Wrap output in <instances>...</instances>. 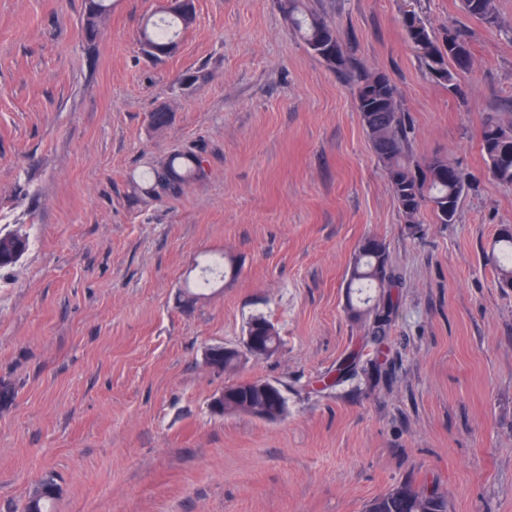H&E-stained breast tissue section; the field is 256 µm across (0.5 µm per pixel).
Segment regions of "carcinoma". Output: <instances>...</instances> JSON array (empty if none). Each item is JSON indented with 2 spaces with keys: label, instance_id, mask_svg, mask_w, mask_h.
Listing matches in <instances>:
<instances>
[{
  "label": "carcinoma",
  "instance_id": "cac0c4a2",
  "mask_svg": "<svg viewBox=\"0 0 512 512\" xmlns=\"http://www.w3.org/2000/svg\"><path fill=\"white\" fill-rule=\"evenodd\" d=\"M288 21L299 33L310 54L328 68L355 83L356 106L368 136L370 147L383 166L399 209L408 224L419 223L427 209L435 224H453L463 196L472 189L470 173L448 156L435 154L416 159L411 154L406 115L396 104L397 88L383 72L350 69L351 60L339 32L323 18L305 11L299 0H280ZM462 11L487 26L499 24L495 0H461ZM106 12L104 0H90L86 22L97 28ZM194 16L163 13L158 22H146L140 42L163 47L175 40L178 31L187 29ZM411 43H424L420 52L430 74L448 87L457 89L458 76L473 67L468 36L450 25L440 37L432 35L417 17L404 20ZM480 147L489 176L502 185L512 186V113L490 114L481 126ZM203 171L201 157L187 149L148 167L144 176L159 197H175L184 184ZM29 236L19 230L0 233V270L15 265L28 251ZM495 266L502 288H512V228L501 230L493 242ZM401 276L388 264L386 246L377 240L361 243L353 257L349 289L351 318L364 323L367 342L379 345L393 320L397 301L392 289L402 287ZM259 335L268 344L279 345L274 325L263 316L252 319ZM225 406L233 413L246 402L261 396L258 388L235 383L228 386ZM59 492L51 477L41 480L28 494L27 512H51ZM365 512H448L447 500L435 490L415 489L403 484L373 499Z\"/></svg>",
  "mask_w": 512,
  "mask_h": 512
}]
</instances>
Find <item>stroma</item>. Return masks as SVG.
Segmentation results:
<instances>
[{"mask_svg":"<svg viewBox=\"0 0 512 512\" xmlns=\"http://www.w3.org/2000/svg\"><path fill=\"white\" fill-rule=\"evenodd\" d=\"M302 2L397 86L414 156L472 174L456 223L426 210L405 223L351 83L278 0H195L159 59L139 41L158 0H111L90 41L88 0H0V232L30 239L0 271V383L15 392L0 408V512L48 475L54 512H364L404 483L448 512H512V289L490 253L512 187L479 149L485 116L512 112V0H497L496 28L460 0ZM408 14L467 32L458 92L427 72ZM187 148L203 174L157 197L142 171ZM368 236L405 283L378 350L346 312ZM209 255L223 278L182 308ZM259 315L275 354L231 373L204 363ZM351 353L387 354L390 387L339 377ZM257 378L281 389L282 419L212 412Z\"/></svg>","mask_w":512,"mask_h":512,"instance_id":"obj_1","label":"stroma"}]
</instances>
